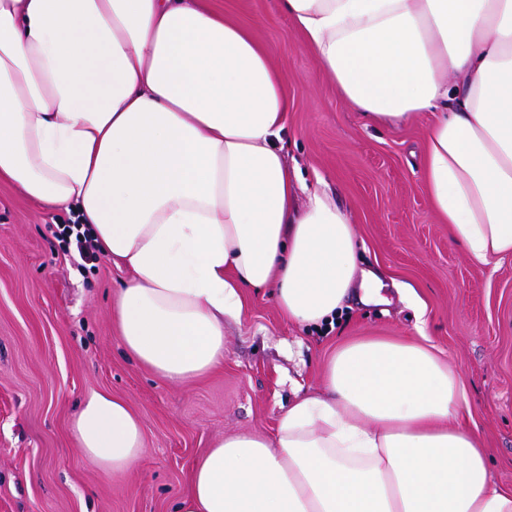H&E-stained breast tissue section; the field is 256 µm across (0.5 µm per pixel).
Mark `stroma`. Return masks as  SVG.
<instances>
[{"mask_svg":"<svg viewBox=\"0 0 512 512\" xmlns=\"http://www.w3.org/2000/svg\"><path fill=\"white\" fill-rule=\"evenodd\" d=\"M272 47L291 109L288 166L345 210L360 264L377 272L381 304L351 300L334 326L286 320L271 289L247 288L224 333V361L205 377L165 381L123 349L111 300L129 272L106 254L81 261L55 235L69 212L0 182V512H176L195 461L235 432L270 436L296 395H315L330 356L357 336L425 334L444 353L466 402L459 420L484 445L494 481L512 487V257L469 260L428 204L421 112L376 126L336 94L278 0H206ZM93 390L139 416L131 471L99 470L70 424Z\"/></svg>","mask_w":512,"mask_h":512,"instance_id":"1","label":"stroma"}]
</instances>
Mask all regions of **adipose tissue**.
I'll list each match as a JSON object with an SVG mask.
<instances>
[{
  "mask_svg": "<svg viewBox=\"0 0 512 512\" xmlns=\"http://www.w3.org/2000/svg\"><path fill=\"white\" fill-rule=\"evenodd\" d=\"M337 94L374 124L433 113L429 206L470 260L512 257V0H278ZM271 48L204 0H0V180L72 211L132 272L111 304L125 352L170 382L224 360L246 288L288 320L333 324L361 271L346 212L291 177L290 104ZM324 393L274 437L196 462L178 512H512L463 394L431 345L341 346ZM71 432L101 471L133 468L143 428L90 392Z\"/></svg>",
  "mask_w": 512,
  "mask_h": 512,
  "instance_id": "obj_1",
  "label": "adipose tissue"
}]
</instances>
